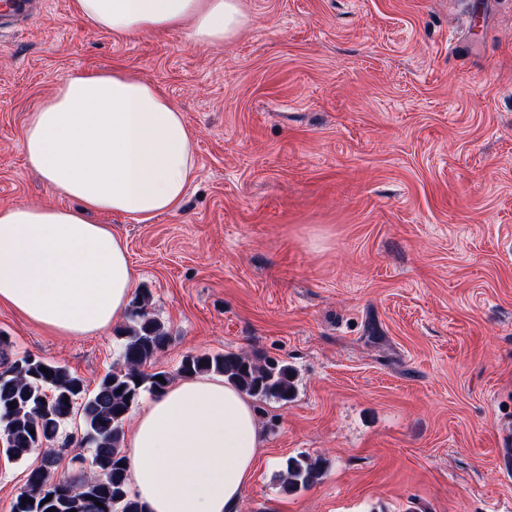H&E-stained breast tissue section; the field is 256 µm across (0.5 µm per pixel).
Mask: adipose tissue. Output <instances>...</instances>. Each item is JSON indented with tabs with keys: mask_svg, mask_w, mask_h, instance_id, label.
Returning <instances> with one entry per match:
<instances>
[{
	"mask_svg": "<svg viewBox=\"0 0 512 512\" xmlns=\"http://www.w3.org/2000/svg\"><path fill=\"white\" fill-rule=\"evenodd\" d=\"M94 27L121 36L184 28L197 43L235 37L241 0H75ZM28 165L76 209H0V304L61 336H88L123 315L134 273L127 247L92 212L144 224L178 211L197 177L196 141L154 85L120 71L71 73L30 112ZM260 446L246 395L223 378L170 385L132 418V493L147 512H239Z\"/></svg>",
	"mask_w": 512,
	"mask_h": 512,
	"instance_id": "adipose-tissue-1",
	"label": "adipose tissue"
}]
</instances>
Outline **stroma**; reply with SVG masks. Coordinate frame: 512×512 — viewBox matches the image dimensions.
Returning <instances> with one entry per match:
<instances>
[{
    "instance_id": "obj_1",
    "label": "stroma",
    "mask_w": 512,
    "mask_h": 512,
    "mask_svg": "<svg viewBox=\"0 0 512 512\" xmlns=\"http://www.w3.org/2000/svg\"><path fill=\"white\" fill-rule=\"evenodd\" d=\"M221 44L117 37L74 0L0 32V208L75 207L26 162L27 115L72 72L120 70L184 114L198 178L125 241L170 342L146 372L235 352L296 371L253 407L241 512H512V0H243ZM12 352L87 389L115 327L59 336L0 305ZM321 459L284 493L289 458ZM40 455L0 451V512Z\"/></svg>"
}]
</instances>
